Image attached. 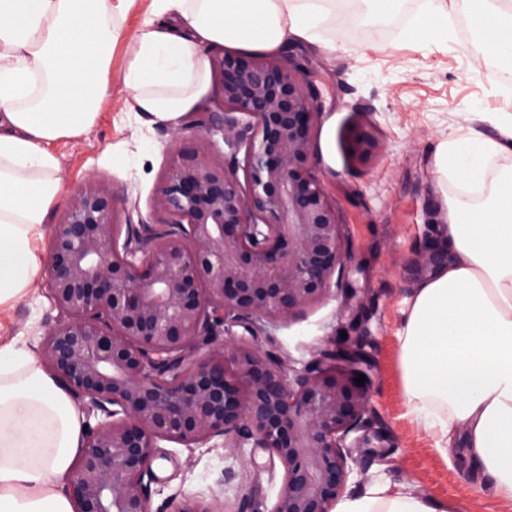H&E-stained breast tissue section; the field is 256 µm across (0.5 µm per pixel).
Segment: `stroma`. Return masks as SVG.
Returning <instances> with one entry per match:
<instances>
[{
    "label": "stroma",
    "instance_id": "stroma-1",
    "mask_svg": "<svg viewBox=\"0 0 512 512\" xmlns=\"http://www.w3.org/2000/svg\"><path fill=\"white\" fill-rule=\"evenodd\" d=\"M373 12L369 0H336L327 32L317 41L289 43L281 57L300 67L321 91L314 134L313 172L335 200L346 230V255L335 287L288 321L256 320L218 329L219 338L247 337L263 352L303 371L327 350H359L372 376L369 422L350 433L358 446L346 497L366 493L379 479L420 497L462 505L464 512H512V500L479 489L460 461L461 443L440 452L411 413L403 391L399 333L405 303L419 281L410 263L423 248L446 190L433 166L437 145L459 136L498 138L496 114L512 113V90L490 85L499 63L486 55L474 31L447 44L422 43L390 28L405 12ZM151 12V0H132L112 51L107 95L93 126L82 136L52 145L61 161L67 197L52 209L41 254H48L53 224L88 176L112 191L119 222L152 223L154 197L176 146L224 154L221 135L203 136L195 120L220 111L215 87L194 110L172 121L149 120L132 107L122 82L129 46ZM371 129L380 150L370 165H352L344 131ZM60 313L38 278L27 295L0 308V345L18 342L40 353L44 335ZM283 479L261 448H232L223 438L188 448L161 442L144 482L153 512H172L185 499L213 512H270Z\"/></svg>",
    "mask_w": 512,
    "mask_h": 512
}]
</instances>
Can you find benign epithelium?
I'll use <instances>...</instances> for the list:
<instances>
[{
  "label": "benign epithelium",
  "mask_w": 512,
  "mask_h": 512,
  "mask_svg": "<svg viewBox=\"0 0 512 512\" xmlns=\"http://www.w3.org/2000/svg\"><path fill=\"white\" fill-rule=\"evenodd\" d=\"M210 64L223 106L198 126L245 149L246 183L180 146L156 192L162 227L120 224L109 188L91 180L51 237L47 285L65 320L44 338V364L105 416L74 467L75 512H151L143 480L160 440L191 448L233 434L267 450L283 471L270 512H332L358 464L346 439L368 422L361 357L328 351L290 380L243 337L192 354L221 325L285 322L319 302L346 252L312 171L317 85L277 56L222 51ZM344 139L360 165L378 150L359 127ZM449 260L431 243L412 270Z\"/></svg>",
  "instance_id": "benign-epithelium-1"
}]
</instances>
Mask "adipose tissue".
Wrapping results in <instances>:
<instances>
[{
  "instance_id": "obj_1",
  "label": "adipose tissue",
  "mask_w": 512,
  "mask_h": 512,
  "mask_svg": "<svg viewBox=\"0 0 512 512\" xmlns=\"http://www.w3.org/2000/svg\"><path fill=\"white\" fill-rule=\"evenodd\" d=\"M131 0H0V306L43 269L36 243L64 192L54 142L95 122L112 45ZM310 0H152L123 82L142 116L173 121L209 85L204 49L224 44L275 54L317 35ZM486 51L512 64V0L471 16ZM419 42L448 43L447 0H425L410 26ZM503 137L441 142L435 167L451 183L434 242L454 255L416 289L399 336L404 392L436 441L460 429L480 489L512 500V114ZM82 417L35 355L0 345V512H74L67 484L82 449ZM336 512H448L386 481Z\"/></svg>"
}]
</instances>
